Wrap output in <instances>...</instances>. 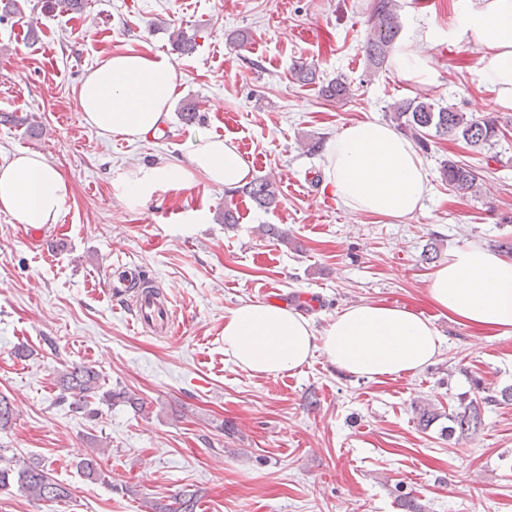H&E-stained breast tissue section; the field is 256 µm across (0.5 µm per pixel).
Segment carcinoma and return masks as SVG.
Returning <instances> with one entry per match:
<instances>
[{
    "label": "carcinoma",
    "instance_id": "obj_1",
    "mask_svg": "<svg viewBox=\"0 0 512 512\" xmlns=\"http://www.w3.org/2000/svg\"><path fill=\"white\" fill-rule=\"evenodd\" d=\"M84 0H48L46 7L62 12L78 13L84 9ZM401 25L397 0H372L367 19L364 41L365 54L370 64L380 69L387 65ZM173 43L178 51L190 53L196 46V34L177 29ZM350 87L344 81H336L320 88L321 95L328 100L342 99L349 94ZM390 119L407 138L421 148H427L428 137L461 139L472 148L491 145L500 136V126L494 117L476 119L451 106H440L427 97L406 98L395 101L390 107ZM442 180L448 189L466 194L476 188L480 173L459 161L448 159L441 167ZM257 206L268 209L279 203L278 186L275 181L258 177L241 189ZM57 385L61 392L73 398V405L80 408L87 398L101 394L105 401L115 397L112 391L102 390L100 374L93 368L73 364L59 373ZM512 404V387L488 393L478 399L460 400L459 407L448 414L449 425L441 428V434L457 439H468L478 433L483 424L484 410L488 406ZM418 426L426 430L441 417L438 408L422 404L415 408ZM15 418V409L5 394L0 393V430L9 429ZM84 475L90 480H99L103 475L99 458L92 455L81 462ZM16 482L18 488L29 497L47 503H62L71 497L69 488L52 478L49 470L37 460H24L0 452V487ZM198 498L190 492L171 497L166 503L150 501L146 507L150 512H196Z\"/></svg>",
    "mask_w": 512,
    "mask_h": 512
}]
</instances>
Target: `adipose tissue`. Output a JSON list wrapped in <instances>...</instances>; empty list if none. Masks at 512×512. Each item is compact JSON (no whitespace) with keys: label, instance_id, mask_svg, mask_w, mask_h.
Listing matches in <instances>:
<instances>
[{"label":"adipose tissue","instance_id":"1","mask_svg":"<svg viewBox=\"0 0 512 512\" xmlns=\"http://www.w3.org/2000/svg\"><path fill=\"white\" fill-rule=\"evenodd\" d=\"M449 37L477 48L480 82L499 104L512 107V0H457ZM425 30L401 42L391 55L405 80L430 75ZM178 74L163 56L129 50L101 60L77 89L87 124L135 141L155 134L168 119ZM322 167L337 201L353 212L393 220L413 218L424 207L429 179L409 139L387 123H351L328 142ZM232 188L249 170L231 138L197 137L188 163L159 161L131 170L115 186L131 207L158 190L187 188L196 177ZM69 194L60 172L38 153L0 165V211L34 228L57 223ZM429 300L450 320L512 335V256L470 243L449 250L430 273ZM442 338L433 323L408 308L377 303L350 306L325 327L278 305L245 303L224 318V352L250 374L278 376L307 364L314 351L363 379L395 377L433 363Z\"/></svg>","mask_w":512,"mask_h":512}]
</instances>
